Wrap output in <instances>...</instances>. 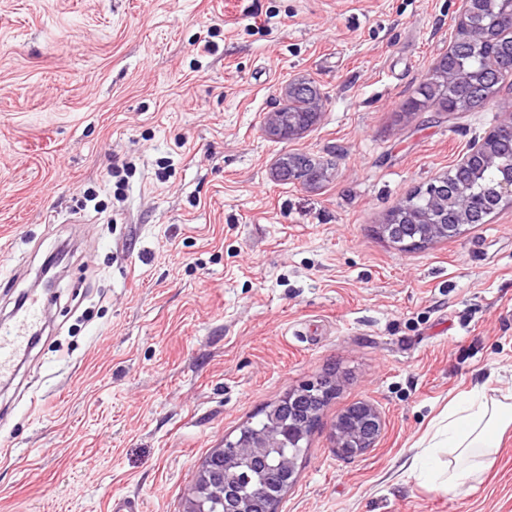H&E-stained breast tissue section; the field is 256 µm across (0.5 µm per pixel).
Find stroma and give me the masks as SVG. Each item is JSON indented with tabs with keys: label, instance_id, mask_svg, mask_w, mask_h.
<instances>
[{
	"label": "stroma",
	"instance_id": "stroma-1",
	"mask_svg": "<svg viewBox=\"0 0 512 512\" xmlns=\"http://www.w3.org/2000/svg\"><path fill=\"white\" fill-rule=\"evenodd\" d=\"M457 17V0H0V314L77 249L0 384V512H183L210 453L329 373L277 512H512V429L461 490L409 473L474 385L512 392V203L416 247L379 229L512 114L507 83L487 111L410 107ZM295 80L322 110L280 140L265 119ZM289 153L325 177L279 180ZM358 402L385 430L349 459L331 431Z\"/></svg>",
	"mask_w": 512,
	"mask_h": 512
}]
</instances>
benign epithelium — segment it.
<instances>
[{"mask_svg":"<svg viewBox=\"0 0 512 512\" xmlns=\"http://www.w3.org/2000/svg\"><path fill=\"white\" fill-rule=\"evenodd\" d=\"M461 9L458 18L473 11L477 4L489 6V21L484 28L486 32L494 31L500 15L512 16V0H460ZM501 137L512 139V117L495 128V131L482 138H475L453 165L457 170L470 164L474 159L481 158L488 166L496 164L498 155L495 142ZM432 195L434 207L429 211L410 209L399 216L389 213L381 224L382 231L392 241H402L409 234L418 235L421 240L452 238L461 234L462 228L472 223V214L468 202L473 195L470 186L452 184L448 178L432 181L427 185ZM327 391L324 383L316 381L288 391L286 400L291 401L299 396L318 400ZM280 424L279 407L267 413L265 430L241 440L233 447L236 454L225 459L224 469L233 471L242 458L262 459L268 449L274 447L272 432ZM383 432V421L380 412L371 404H360L354 413L343 412L336 418L332 428V439L336 451L347 458H355L366 454L379 442ZM224 496V477L205 473L200 484L192 488L187 496L184 512H204L202 499H221Z\"/></svg>","mask_w":512,"mask_h":512,"instance_id":"7a95c632","label":"benign epithelium"}]
</instances>
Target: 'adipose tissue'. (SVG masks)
<instances>
[{
    "instance_id": "obj_1",
    "label": "adipose tissue",
    "mask_w": 512,
    "mask_h": 512,
    "mask_svg": "<svg viewBox=\"0 0 512 512\" xmlns=\"http://www.w3.org/2000/svg\"><path fill=\"white\" fill-rule=\"evenodd\" d=\"M511 426L512 403L490 398L484 387H474L467 399L449 408L447 425L431 439V448L447 447L448 462L438 466L417 457L410 469L434 489H458L492 465L500 434Z\"/></svg>"
}]
</instances>
